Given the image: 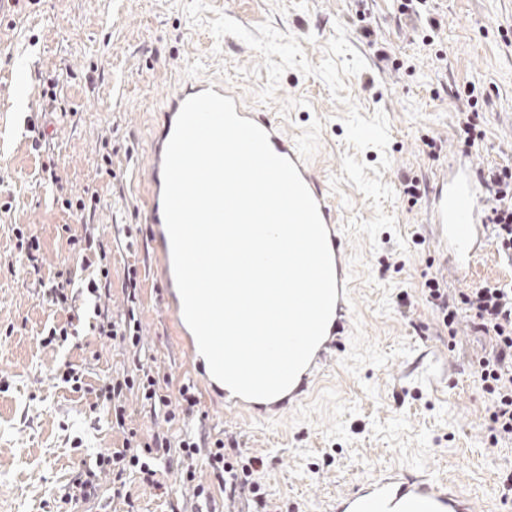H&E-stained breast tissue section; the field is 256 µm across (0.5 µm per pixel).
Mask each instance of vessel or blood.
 <instances>
[{
    "mask_svg": "<svg viewBox=\"0 0 512 512\" xmlns=\"http://www.w3.org/2000/svg\"><path fill=\"white\" fill-rule=\"evenodd\" d=\"M208 89L233 98L237 115L252 120L268 132L272 150L296 166L318 203L333 256L337 293L334 312L308 367L299 373L287 392L273 399L248 400L231 394L224 397L226 412L253 426L266 425L303 405L312 396L326 370L344 367L348 344L359 320L349 258L350 241L341 224L339 200L321 180L301 144L288 136L281 122L249 106L235 86L219 80L190 78L162 102L164 123L154 135L147 173V221L153 226L165 286H172L174 273L162 203L164 154L185 100ZM490 209L489 190L481 172L478 151L450 152L448 160L434 172L423 219L425 223L434 225L436 234L433 242L446 257L448 269L458 283L469 284L471 268L488 250L491 241ZM478 507L472 497L454 489L440 471L429 464L424 466L419 476L395 469L359 478L354 491L336 498V512H477Z\"/></svg>",
    "mask_w": 512,
    "mask_h": 512,
    "instance_id": "obj_1",
    "label": "vessel or blood"
}]
</instances>
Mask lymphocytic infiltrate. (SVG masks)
I'll return each instance as SVG.
<instances>
[{
	"mask_svg": "<svg viewBox=\"0 0 512 512\" xmlns=\"http://www.w3.org/2000/svg\"><path fill=\"white\" fill-rule=\"evenodd\" d=\"M487 180L492 186L493 205L490 220L495 228L497 251L512 253V167L490 165L485 169ZM72 283L71 277H59L43 286V297L53 307L68 313V324L49 327L40 340L43 346H53L66 342L69 336L68 325L80 318L78 310L68 302L66 289ZM128 306L120 318L101 313L96 329L99 335L108 339L127 342L131 347H139L142 342L141 322L134 302L137 286L136 268H128L126 276ZM423 295L435 312L439 322L446 329H453L459 318H467L473 329L484 336L489 351L478 361L477 375L491 397L488 419L494 436L512 440V285L484 286L452 292L437 278L425 283ZM141 389L142 398L151 407L163 413L165 423L179 420L180 409H192L198 399L195 386L182 384L177 394L164 391L159 378L150 370L131 374L124 378L104 383L95 392L103 408L115 411L117 425H124L126 409L122 403L125 392ZM182 452L180 479L191 486L199 512H217L216 500L210 486L198 481L194 459L205 455L219 487L223 488L228 501L246 499L251 512H271V503L261 482L266 469L264 457L254 455L242 457L236 449L226 447L223 439L184 436L179 442H172L164 433L152 434L140 451L131 446L101 453L92 469L86 470L84 478L75 479L68 488L66 499L71 503L89 500L96 492L98 473L111 471L118 466L123 469H136L145 482H152L154 471L151 461L168 456L172 447Z\"/></svg>",
	"mask_w": 512,
	"mask_h": 512,
	"instance_id": "1",
	"label": "lymphocytic infiltrate"
}]
</instances>
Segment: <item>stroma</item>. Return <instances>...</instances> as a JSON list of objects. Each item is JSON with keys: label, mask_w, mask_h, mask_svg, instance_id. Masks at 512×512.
Returning a JSON list of instances; mask_svg holds the SVG:
<instances>
[{"label": "stroma", "mask_w": 512, "mask_h": 512, "mask_svg": "<svg viewBox=\"0 0 512 512\" xmlns=\"http://www.w3.org/2000/svg\"><path fill=\"white\" fill-rule=\"evenodd\" d=\"M209 2L204 19L220 11L250 30L271 21L296 37L315 65L343 26L367 63L345 80L348 102L296 69L283 74L272 101H260L268 81L262 56L236 37L218 40L193 25L182 0H20L0 15V512H192L191 492L167 460L155 463L163 490L130 474L128 499L114 497L105 482L90 501L65 503L84 466L122 445V430L97 407L93 390L133 370L137 357L85 325L65 345L43 347L44 329L65 323L66 314L43 301L39 285L70 256L69 232L98 225L112 311L124 307L125 269L136 267V307L152 367L170 391L188 381L189 360L169 331L167 294L144 222L143 183L161 104L189 74L235 84L248 104L279 118L325 180L341 172L349 104L366 118L383 110L391 165L382 181L395 193L383 209L397 223L376 245L362 239L352 246L360 321L344 370L326 371L314 397L283 424L238 425L223 400L204 397L191 426L236 437L243 453L265 456L266 491L277 512H323L361 473L430 461L475 500L498 495L512 475V443L490 445L489 398L474 376L478 335L449 341L424 300L426 276L443 273L446 263L401 182H430L449 149L462 146L454 113L472 92L483 164H512V0H425L423 14L441 23L432 36L407 28L395 0H368L365 20L378 30L385 60L361 38L355 0ZM50 88L52 103L43 96ZM38 134L46 141L40 149L33 146ZM49 165L61 186L48 180ZM86 192L98 197L93 209L62 206V198ZM18 226L40 240V271L16 246ZM404 291L414 301L408 311L398 304ZM68 363L83 374L81 391L56 376Z\"/></svg>", "instance_id": "1"}]
</instances>
